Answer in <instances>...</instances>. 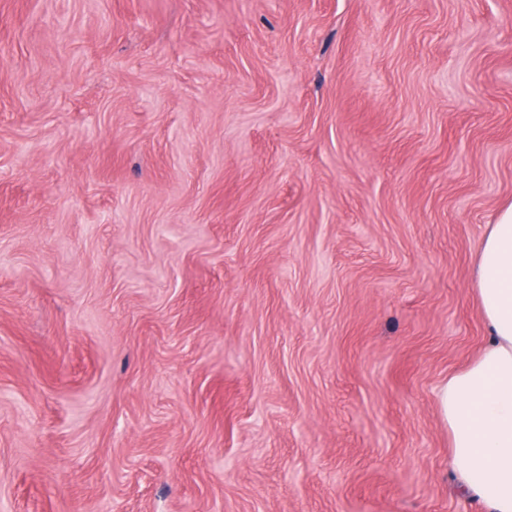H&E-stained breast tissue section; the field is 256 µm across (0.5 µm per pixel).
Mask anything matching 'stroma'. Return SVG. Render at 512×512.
<instances>
[{
    "label": "stroma",
    "instance_id": "stroma-1",
    "mask_svg": "<svg viewBox=\"0 0 512 512\" xmlns=\"http://www.w3.org/2000/svg\"><path fill=\"white\" fill-rule=\"evenodd\" d=\"M510 204L512 0H0V512H489ZM473 284L488 342L440 386V415L463 491L490 512H512V205L488 225Z\"/></svg>",
    "mask_w": 512,
    "mask_h": 512
}]
</instances>
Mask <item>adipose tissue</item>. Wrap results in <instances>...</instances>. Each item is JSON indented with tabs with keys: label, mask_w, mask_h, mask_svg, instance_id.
I'll list each match as a JSON object with an SVG mask.
<instances>
[{
	"label": "adipose tissue",
	"mask_w": 512,
	"mask_h": 512,
	"mask_svg": "<svg viewBox=\"0 0 512 512\" xmlns=\"http://www.w3.org/2000/svg\"><path fill=\"white\" fill-rule=\"evenodd\" d=\"M473 284L488 342L440 386V415L463 491L484 500L490 512H512V206L489 225Z\"/></svg>",
	"instance_id": "1"
}]
</instances>
